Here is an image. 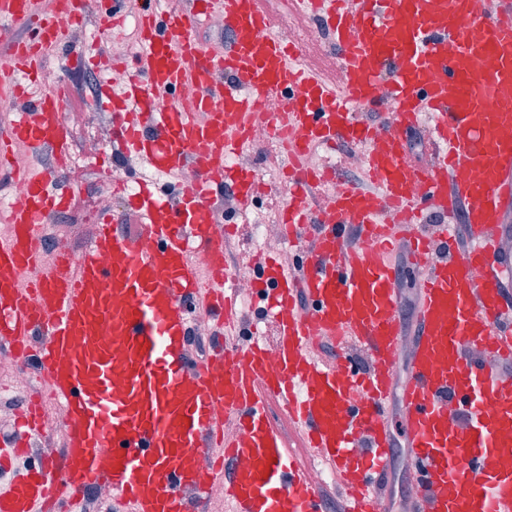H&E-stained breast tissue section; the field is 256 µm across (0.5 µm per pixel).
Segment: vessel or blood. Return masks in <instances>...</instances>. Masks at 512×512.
I'll return each mask as SVG.
<instances>
[{
    "instance_id": "obj_1",
    "label": "vessel or blood",
    "mask_w": 512,
    "mask_h": 512,
    "mask_svg": "<svg viewBox=\"0 0 512 512\" xmlns=\"http://www.w3.org/2000/svg\"><path fill=\"white\" fill-rule=\"evenodd\" d=\"M99 2L59 5L71 20L95 13L103 30L119 26L121 17ZM293 2L329 32L338 78L298 65V48L274 35L262 0H196L189 11L143 0L141 47L120 67L121 96L103 82L98 104L111 111L122 152L167 174L194 165L197 178L174 201L141 187L137 234H118L102 217L78 259L62 256L39 281L21 282L39 260L47 210L74 196L51 190L44 172L19 173L27 201L10 211L11 232L0 237V344L21 372L46 373L51 388L0 440V512H78L90 489L124 512H209L220 478L227 512H325L322 490L270 415L274 405L299 446L346 488L345 512H374L393 446L387 414L403 334L400 273L388 255L405 236L423 271L402 393L404 448L418 475L411 512H512V381L497 368L512 361V289L492 236L512 208V5L492 18L484 0ZM35 4L0 0L1 21L36 33L0 60V77L22 73L18 87L30 99L0 131L1 174L14 144L69 150L59 111L68 88L39 79L44 54L65 33ZM214 12L233 37L221 54L196 39ZM291 94L294 106L266 111V102ZM386 95L396 116L356 121L357 109L376 110ZM423 113L435 144L427 170L403 136ZM256 123L292 157L317 145L366 147L373 187L349 185L317 211L316 177L289 173L282 222L291 242L309 234L313 246L294 273L270 256L258 262L259 312L275 327V347L258 334L238 355L229 351L238 311L224 242L207 213L228 183L240 212L253 208L255 176L230 159L250 149ZM382 196L403 223H379ZM430 209L463 212L466 249L448 224L420 234ZM353 225L371 248L348 245ZM197 252L211 256L209 276L193 263ZM195 313L216 327L223 373L189 356ZM338 337L366 350L371 367L341 349L332 361L311 355L315 339ZM54 405L65 414L62 452L32 462V439ZM227 417L236 434H225ZM244 458L248 467H238Z\"/></svg>"
}]
</instances>
